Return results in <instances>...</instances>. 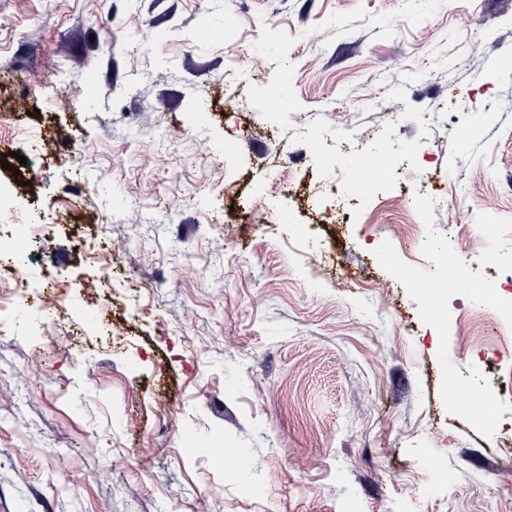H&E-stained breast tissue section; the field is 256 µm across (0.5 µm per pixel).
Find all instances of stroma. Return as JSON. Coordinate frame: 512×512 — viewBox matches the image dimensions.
Segmentation results:
<instances>
[{"label":"stroma","mask_w":512,"mask_h":512,"mask_svg":"<svg viewBox=\"0 0 512 512\" xmlns=\"http://www.w3.org/2000/svg\"><path fill=\"white\" fill-rule=\"evenodd\" d=\"M505 55L512 0H0V155L27 158L0 181L48 226L30 256L66 292L98 283L113 319L87 334L54 305L37 353L24 314L0 326V512H512V442L445 410L439 335L374 254L433 270L411 228L430 165L435 228L512 292L475 224L512 218ZM282 78L288 107L267 108ZM337 151L349 174L397 155L371 214L243 221L254 185L315 191ZM494 321L452 313L448 355L512 404Z\"/></svg>","instance_id":"stroma-1"}]
</instances>
